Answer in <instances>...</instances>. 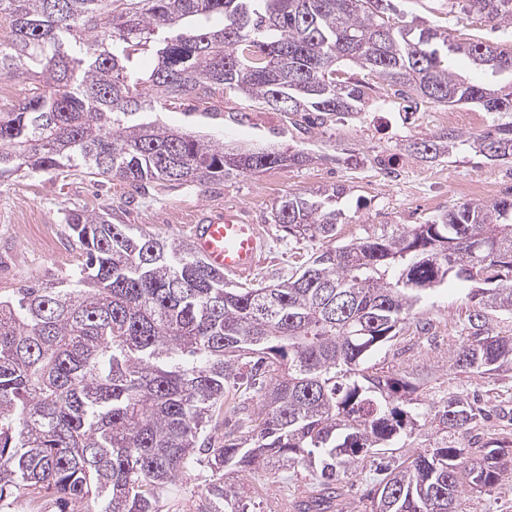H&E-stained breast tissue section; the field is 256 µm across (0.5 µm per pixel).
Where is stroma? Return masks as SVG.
<instances>
[{
	"label": "stroma",
	"mask_w": 512,
	"mask_h": 512,
	"mask_svg": "<svg viewBox=\"0 0 512 512\" xmlns=\"http://www.w3.org/2000/svg\"><path fill=\"white\" fill-rule=\"evenodd\" d=\"M392 22L415 21L418 28L448 31L457 41H481L512 46V25H494L477 15L450 8L448 0H395ZM212 106L223 113L247 112L246 125L217 123L193 111L192 101L176 108L146 113V120L182 128L204 138L247 149H274L290 144L314 155L311 164L275 167L237 176L218 186H172L153 183L137 193L128 182L76 173H21L0 179V293L8 294L20 280L51 276L65 279L77 269L80 257L72 248L63 221L73 210L109 214L114 223L164 237L189 240V225L200 208L247 209L267 239L266 261L252 280L271 284L287 277L299 262L321 249L318 241H298L272 224L273 208L288 194L310 193L335 184L345 185V219L341 239L363 234L382 224H421L431 217L478 199L491 202L512 196V164L489 161L469 145L458 146L448 157L429 161L408 149L410 143L448 129L449 108L427 103L415 109L412 123H404L402 100L374 85L364 109L325 128L302 136L276 133L285 122L277 112H263L256 104L233 94L215 93ZM462 134L471 126L453 125ZM471 302L466 289L451 285L430 294L412 316L426 323V331L404 330L368 359L371 371L399 374L412 382L414 408L428 412L451 395H468L497 408L476 432L512 447V370L491 374L461 373L450 368L448 354L458 341L459 324ZM438 436L434 423L401 436L397 446L360 457L347 484L343 512H368L364 493L384 476L388 466L400 464L407 453L433 447ZM224 481L239 492L246 512H295L294 503L312 484L306 469L237 472L226 469ZM460 512H512V471L495 492L465 491Z\"/></svg>",
	"instance_id": "obj_1"
}]
</instances>
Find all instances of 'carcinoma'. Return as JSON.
I'll return each mask as SVG.
<instances>
[{"label":"carcinoma","mask_w":512,"mask_h":512,"mask_svg":"<svg viewBox=\"0 0 512 512\" xmlns=\"http://www.w3.org/2000/svg\"><path fill=\"white\" fill-rule=\"evenodd\" d=\"M512 23V0H448ZM391 0H0L10 20L0 74L31 85L0 112V178L86 170L144 189L156 181L207 187L245 173L301 166L290 146L239 151L136 116L218 91L280 112L308 133L361 111L369 83L346 61L414 103L477 104L512 117V82H469L467 58L512 74V48L457 42L439 29L389 24ZM454 129L413 144L450 154ZM512 162V120L467 138ZM336 185L290 194L271 223L329 247L288 278L232 283L191 244L71 211L76 276L34 278L0 296V502L50 493L58 512H163L186 473H211L197 512H239L224 469L310 468L297 512H331L361 453L386 448L422 413L396 405L407 383L369 372L375 350L406 328L413 307L448 283L471 290L466 336L450 355L464 373L512 366V198L469 201L423 224L373 228L337 242ZM259 396L258 417L241 402ZM235 415L221 445L212 431ZM486 418L464 396L434 413L442 433L368 494L370 512H459L463 487L490 492L509 455L457 445Z\"/></svg>","instance_id":"1"}]
</instances>
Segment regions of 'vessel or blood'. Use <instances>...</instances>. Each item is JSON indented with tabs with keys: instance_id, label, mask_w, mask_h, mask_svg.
Returning <instances> with one entry per match:
<instances>
[{
	"instance_id": "obj_1",
	"label": "vessel or blood",
	"mask_w": 512,
	"mask_h": 512,
	"mask_svg": "<svg viewBox=\"0 0 512 512\" xmlns=\"http://www.w3.org/2000/svg\"><path fill=\"white\" fill-rule=\"evenodd\" d=\"M192 245L213 269L244 278L261 264L266 238L259 225L228 209L202 218L194 227Z\"/></svg>"
}]
</instances>
